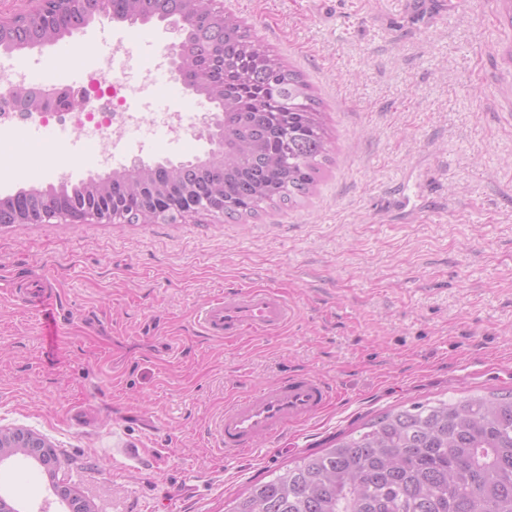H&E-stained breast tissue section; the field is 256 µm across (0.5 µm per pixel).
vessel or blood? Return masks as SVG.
Returning <instances> with one entry per match:
<instances>
[{"label": "vessel or blood", "instance_id": "obj_1", "mask_svg": "<svg viewBox=\"0 0 512 512\" xmlns=\"http://www.w3.org/2000/svg\"><path fill=\"white\" fill-rule=\"evenodd\" d=\"M24 70L31 87L47 85V59L26 56ZM26 133L40 149L51 152L61 142L53 128L33 124ZM294 311L287 297L271 287L228 288L197 312L204 331L213 338L236 339L245 335L278 334ZM335 385L312 373H293L224 403V412L213 423L211 440L224 456L254 450L259 443L286 435L289 428L304 424L325 412L336 399Z\"/></svg>", "mask_w": 512, "mask_h": 512}]
</instances>
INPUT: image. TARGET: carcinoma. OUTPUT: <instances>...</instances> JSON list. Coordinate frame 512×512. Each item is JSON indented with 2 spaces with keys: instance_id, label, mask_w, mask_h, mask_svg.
I'll list each match as a JSON object with an SVG mask.
<instances>
[{
  "instance_id": "obj_1",
  "label": "carcinoma",
  "mask_w": 512,
  "mask_h": 512,
  "mask_svg": "<svg viewBox=\"0 0 512 512\" xmlns=\"http://www.w3.org/2000/svg\"><path fill=\"white\" fill-rule=\"evenodd\" d=\"M189 0H112L106 14L130 25L169 21ZM102 10L86 0L74 15L86 25ZM75 32L55 17L24 15L0 30V50L51 43ZM185 69L203 61V98L224 89V154L179 165L143 164L95 181L22 188L0 197V224L21 214L36 217L49 199L66 208L103 204L137 223L159 193L180 202L224 198L230 219L253 217L267 207L300 202L330 161L331 139L321 103L302 74L288 68L240 22L201 23L182 34ZM227 512H512V392L437 399L385 412L328 448L301 457L272 479L253 485Z\"/></svg>"
}]
</instances>
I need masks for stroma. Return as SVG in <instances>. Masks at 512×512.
<instances>
[{
  "instance_id": "obj_1",
  "label": "stroma",
  "mask_w": 512,
  "mask_h": 512,
  "mask_svg": "<svg viewBox=\"0 0 512 512\" xmlns=\"http://www.w3.org/2000/svg\"><path fill=\"white\" fill-rule=\"evenodd\" d=\"M320 101L335 139L313 191L240 222L0 225V427L52 444L0 465L19 512H224L378 415L512 391V17L503 0H220ZM0 139V196L29 186ZM49 274L43 312L9 285ZM284 290L273 337L203 334L197 307ZM308 371L340 397L239 458L210 446L226 399Z\"/></svg>"
}]
</instances>
